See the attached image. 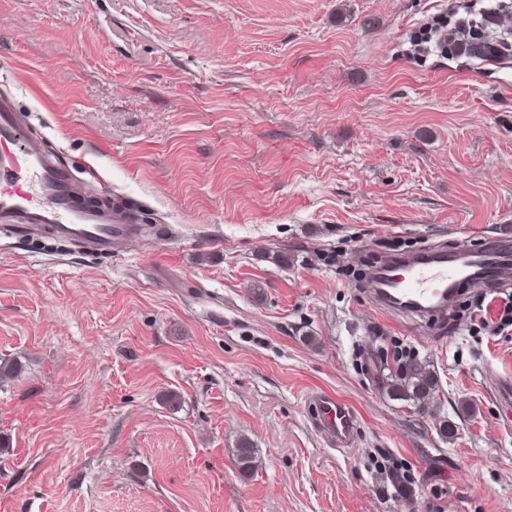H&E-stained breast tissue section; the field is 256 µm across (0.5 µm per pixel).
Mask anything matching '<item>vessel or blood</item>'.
<instances>
[{"label": "vessel or blood", "instance_id": "vessel-or-blood-1", "mask_svg": "<svg viewBox=\"0 0 512 512\" xmlns=\"http://www.w3.org/2000/svg\"><path fill=\"white\" fill-rule=\"evenodd\" d=\"M73 171L47 155L32 139L13 94L0 92V228L50 225L59 237L100 254L111 253L136 224L134 217H114L112 209L82 207L76 202ZM484 280L512 277V240L500 236L479 252L462 248L435 252L429 259H391L376 265L369 281L377 306L385 311L446 312L451 289L475 269ZM316 426L337 450L349 449L358 421L344 399L317 394Z\"/></svg>", "mask_w": 512, "mask_h": 512}]
</instances>
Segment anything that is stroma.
<instances>
[{
	"instance_id": "stroma-1",
	"label": "stroma",
	"mask_w": 512,
	"mask_h": 512,
	"mask_svg": "<svg viewBox=\"0 0 512 512\" xmlns=\"http://www.w3.org/2000/svg\"><path fill=\"white\" fill-rule=\"evenodd\" d=\"M473 2L0 0V90L145 227L0 235V512H512V286L448 322L364 280L393 244L512 236V58L416 47ZM397 353L439 381L425 413L385 391ZM314 406L320 433L333 443L336 450L349 449L358 426L352 406L340 397L323 393L315 395Z\"/></svg>"
}]
</instances>
